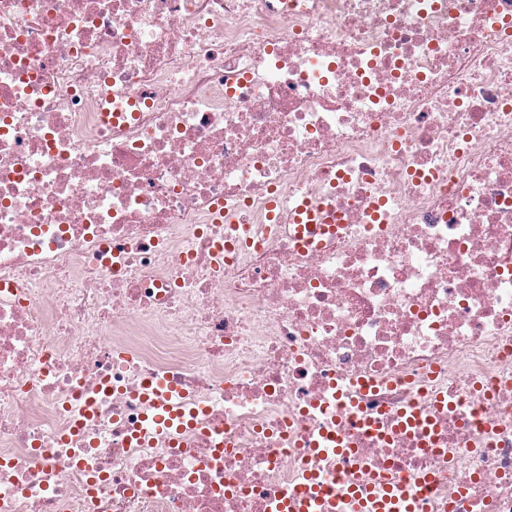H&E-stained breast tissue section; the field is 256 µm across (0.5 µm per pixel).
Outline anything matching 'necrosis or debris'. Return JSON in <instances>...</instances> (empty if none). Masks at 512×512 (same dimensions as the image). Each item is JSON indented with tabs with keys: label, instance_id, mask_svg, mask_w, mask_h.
<instances>
[{
	"label": "necrosis or debris",
	"instance_id": "4bbe7bcc",
	"mask_svg": "<svg viewBox=\"0 0 512 512\" xmlns=\"http://www.w3.org/2000/svg\"><path fill=\"white\" fill-rule=\"evenodd\" d=\"M371 473L512 512V0H0V512ZM297 212L300 224H295L297 227L294 238L299 248H311L313 245H318L325 233H335L337 227L340 226V224H335L336 212L331 213L330 221H325L321 209L307 204L300 205Z\"/></svg>",
	"mask_w": 512,
	"mask_h": 512
}]
</instances>
